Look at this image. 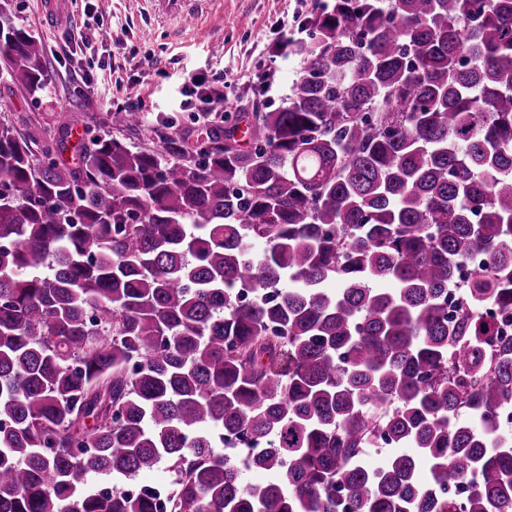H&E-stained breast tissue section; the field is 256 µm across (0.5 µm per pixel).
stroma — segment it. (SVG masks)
Returning a JSON list of instances; mask_svg holds the SVG:
<instances>
[{"mask_svg": "<svg viewBox=\"0 0 512 512\" xmlns=\"http://www.w3.org/2000/svg\"><path fill=\"white\" fill-rule=\"evenodd\" d=\"M334 0H183L180 10L162 11L158 0H60L52 21H45L41 0H8L16 23L33 29L49 50V92L32 102L13 84L0 81V122L41 140L68 124L73 138L105 128L109 107L140 99L143 126L125 130L135 147H155L153 129L169 122V134L186 146L223 133L225 118L255 112L258 105H279L296 79L301 62L280 57L272 46L301 35L311 12ZM87 23L94 37L73 55L52 49L71 22ZM93 76L106 98L86 94L76 72ZM204 79L224 95L223 113L172 108L185 80Z\"/></svg>", "mask_w": 512, "mask_h": 512, "instance_id": "1", "label": "stroma"}]
</instances>
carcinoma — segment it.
Here are the masks:
<instances>
[{
    "mask_svg": "<svg viewBox=\"0 0 512 512\" xmlns=\"http://www.w3.org/2000/svg\"><path fill=\"white\" fill-rule=\"evenodd\" d=\"M302 31L282 104L193 150L107 131L68 164L67 126L0 122V512H512V0H335ZM0 78L46 92L1 6ZM163 459L168 485L90 487ZM224 437H226V438H224V447L225 448H238L241 451V453L243 455H245L246 458H249L251 451L241 449V448H246V445H242L239 441H236L235 439H231V437H228V436H224ZM224 447L216 448V450L219 453H223L224 457L229 459L230 462L233 463L240 470V472L244 478V482L246 484H250V485L259 484V483H263L269 479L270 476L266 472L257 471L254 469L243 468L237 461L234 453L230 450H225ZM226 454L229 456H226Z\"/></svg>",
    "mask_w": 512,
    "mask_h": 512,
    "instance_id": "1",
    "label": "carcinoma"
}]
</instances>
